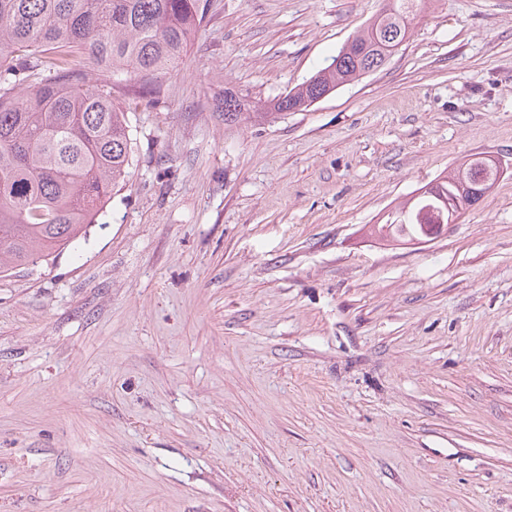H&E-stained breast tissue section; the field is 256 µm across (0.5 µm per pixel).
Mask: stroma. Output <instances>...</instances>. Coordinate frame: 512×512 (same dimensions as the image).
<instances>
[{"label": "stroma", "instance_id": "1", "mask_svg": "<svg viewBox=\"0 0 512 512\" xmlns=\"http://www.w3.org/2000/svg\"><path fill=\"white\" fill-rule=\"evenodd\" d=\"M382 0H206L89 241L0 274V512H512V0H423L379 70L302 83ZM447 232L373 224L470 158Z\"/></svg>", "mask_w": 512, "mask_h": 512}]
</instances>
